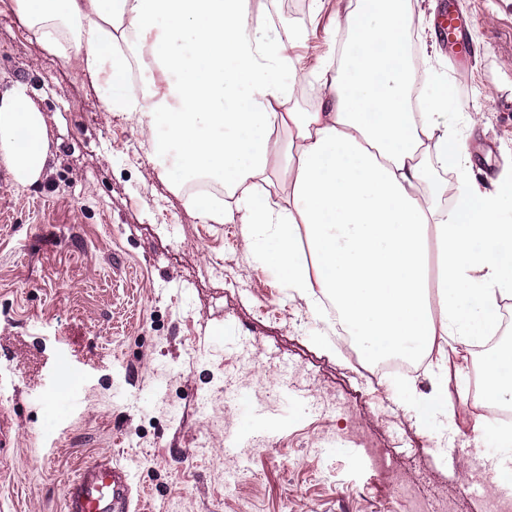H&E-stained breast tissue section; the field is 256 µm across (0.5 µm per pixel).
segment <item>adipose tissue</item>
Masks as SVG:
<instances>
[{"label":"adipose tissue","instance_id":"ef3b65f1","mask_svg":"<svg viewBox=\"0 0 512 512\" xmlns=\"http://www.w3.org/2000/svg\"><path fill=\"white\" fill-rule=\"evenodd\" d=\"M23 24L65 63L94 78L107 110L124 112L153 157L178 152L181 179L206 175L234 208L191 199L206 224L239 220L246 245L275 269L314 319L335 309L361 358L427 361L437 383L415 396L389 380L404 411L431 431L455 400L484 409L476 445L497 449L494 469L512 487V432L493 418L512 403V347L492 349L485 380L444 375L447 349L493 334L500 303L512 299V186L481 187L466 141L454 130L453 97L434 84L428 108L413 111L407 64L409 0H347L331 40L339 66L301 72L290 53L306 34L276 33L250 0H14ZM160 79L135 92L132 59ZM314 77L311 111L287 108ZM50 157L43 114L26 84L0 92V165L15 187L42 180ZM457 176L455 202L438 206Z\"/></svg>","mask_w":512,"mask_h":512}]
</instances>
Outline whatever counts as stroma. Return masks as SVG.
Listing matches in <instances>:
<instances>
[{"mask_svg": "<svg viewBox=\"0 0 512 512\" xmlns=\"http://www.w3.org/2000/svg\"><path fill=\"white\" fill-rule=\"evenodd\" d=\"M473 20L458 62L434 23L447 2ZM338 0L316 16L271 4L275 27L307 29L303 70L329 55ZM419 77L450 85L454 127L485 187L512 179V0H410ZM19 81L41 108L47 175L15 188L0 167V512H63L83 460L126 468L140 512H408L430 478L447 512H488L468 491L463 450L479 410L420 430L357 369L352 347L314 320L243 241L239 222L205 224L149 160L136 124L24 27L0 0V91ZM249 391L267 428L225 450ZM307 396L301 417L289 391ZM77 395L46 424L43 401ZM360 425L394 452L382 479L346 441Z\"/></svg>", "mask_w": 512, "mask_h": 512, "instance_id": "stroma-1", "label": "stroma"}]
</instances>
